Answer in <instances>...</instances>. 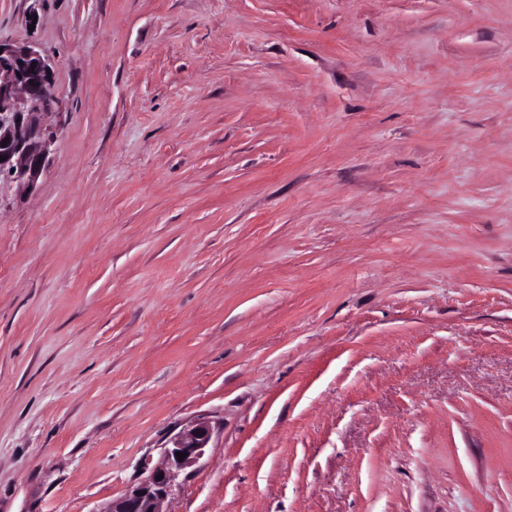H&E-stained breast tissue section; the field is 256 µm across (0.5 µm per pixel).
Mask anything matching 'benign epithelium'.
<instances>
[{
	"instance_id": "obj_1",
	"label": "benign epithelium",
	"mask_w": 512,
	"mask_h": 512,
	"mask_svg": "<svg viewBox=\"0 0 512 512\" xmlns=\"http://www.w3.org/2000/svg\"><path fill=\"white\" fill-rule=\"evenodd\" d=\"M54 61L34 46L0 42V173L22 190L35 187L53 151L54 136L45 116L58 105L52 93ZM211 422H191L162 450L163 463L99 512H164L163 503L185 470L196 466L209 448ZM186 454L178 460L176 453ZM163 478H157V475Z\"/></svg>"
}]
</instances>
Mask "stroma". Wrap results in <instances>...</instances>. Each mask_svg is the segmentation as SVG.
Returning <instances> with one entry per match:
<instances>
[{
    "mask_svg": "<svg viewBox=\"0 0 512 512\" xmlns=\"http://www.w3.org/2000/svg\"><path fill=\"white\" fill-rule=\"evenodd\" d=\"M0 512H512V0H0ZM0 48V172L25 191L35 187L53 151L44 119L59 101L51 91L54 61L34 46L0 42ZM213 432L208 420L191 422L170 440L169 446L163 448L161 466L151 470L139 483L131 486L121 497L112 499L99 512H166L163 503L171 495L177 478L205 456ZM177 452L186 454L183 461H178ZM160 473H163V478L157 480Z\"/></svg>",
    "mask_w": 512,
    "mask_h": 512,
    "instance_id": "35a3bbf8",
    "label": "stroma"
}]
</instances>
